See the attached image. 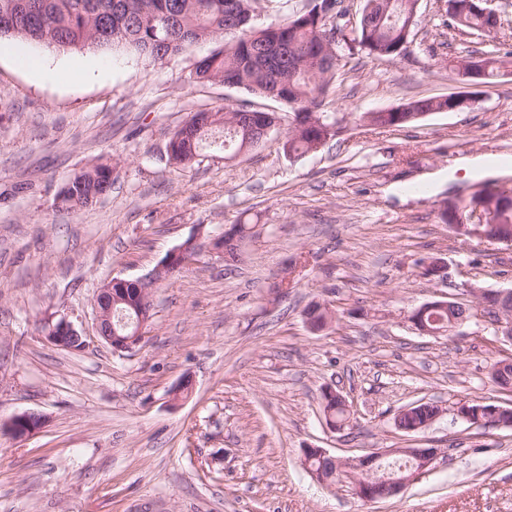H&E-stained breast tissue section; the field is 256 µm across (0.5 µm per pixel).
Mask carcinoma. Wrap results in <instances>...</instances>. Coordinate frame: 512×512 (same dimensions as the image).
<instances>
[{
  "mask_svg": "<svg viewBox=\"0 0 512 512\" xmlns=\"http://www.w3.org/2000/svg\"><path fill=\"white\" fill-rule=\"evenodd\" d=\"M417 0H364L358 24L346 32L348 9L343 0H321L322 19L295 17L273 29L252 23L253 0H0V17L12 19V31L2 39H18L30 44L62 49H106L123 46L134 52L162 60L190 46L216 39L224 41L197 62L193 80L227 81L262 99L275 91L279 103L291 108L300 119L288 130L284 146L288 156L314 152L336 136V120L321 111L324 97L336 75L337 63L320 56L319 32L326 23H337L340 41L351 55L393 59L397 49L411 43L406 29L408 16ZM496 25L492 14H471L457 26L475 32ZM481 56L490 79L512 70V49L495 45ZM433 98L413 100L404 111L374 112L369 122L375 126L401 127L417 120L419 114L440 111ZM255 133L241 107L218 109L205 122L201 114H191L183 127L170 137V165L186 168L198 162L202 152L218 148L226 153L241 150ZM118 163L108 159L75 174L67 188L58 193L59 203L77 210L101 198L105 188L117 178ZM139 316L138 304L112 305V326L121 336L133 331L130 319ZM411 411L395 418L410 427L430 418L435 408L409 404ZM324 418L329 425L346 424L350 412L336 397H324Z\"/></svg>",
  "mask_w": 512,
  "mask_h": 512,
  "instance_id": "obj_1",
  "label": "carcinoma"
}]
</instances>
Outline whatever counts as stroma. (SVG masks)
<instances>
[{
	"instance_id": "stroma-1",
	"label": "stroma",
	"mask_w": 512,
	"mask_h": 512,
	"mask_svg": "<svg viewBox=\"0 0 512 512\" xmlns=\"http://www.w3.org/2000/svg\"><path fill=\"white\" fill-rule=\"evenodd\" d=\"M439 4L419 0L395 59H340L323 105L340 132L295 158L283 151L291 109L191 80L215 43L160 61L43 46L62 71L53 81L0 56V512H512V429L456 416L475 399L512 400L488 377L512 343L480 308L447 336L409 320L427 302H470L472 284L512 289V246L458 236L440 217L484 184L512 188V173L457 168L474 156L512 166V74L475 87L457 76L453 58L489 43L445 27ZM90 62L111 63V76L87 75ZM467 91L462 112L400 128L360 119ZM245 103L280 117L259 145L167 164L190 113ZM102 158L120 162L111 192L62 208V186ZM244 223L253 230L225 263L213 243ZM191 236L197 260L149 287L143 341L114 351L97 334L98 289L143 277ZM431 256L446 279L424 276ZM313 301L334 311L329 329L307 326ZM63 317L85 348L46 342L43 323ZM186 377L189 394L174 398ZM328 389L351 410L339 432L324 419ZM421 399L443 414L407 435L395 417ZM24 412L44 424L19 439L9 424ZM410 447L438 454L372 502L319 483L302 458Z\"/></svg>"
}]
</instances>
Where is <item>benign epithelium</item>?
I'll list each match as a JSON object with an SVG mask.
<instances>
[{
	"label": "benign epithelium",
	"instance_id": "benign-epithelium-1",
	"mask_svg": "<svg viewBox=\"0 0 512 512\" xmlns=\"http://www.w3.org/2000/svg\"><path fill=\"white\" fill-rule=\"evenodd\" d=\"M490 0H463L461 4L454 2L448 4L449 12L461 20L460 12H477L482 4ZM458 76L468 79L471 84H478V80L484 77V64L481 59L473 57L467 60L465 66L456 70ZM448 105L442 108L444 112H456L462 108H468L474 102L471 95L467 93H453L446 97ZM512 215V195L504 191L494 192L493 197H488L482 193L476 196V199L468 205V217L464 224L454 226L457 234L470 236L480 239H486V233L482 230L487 224H497L504 221ZM198 251L184 245L172 250L161 262L157 271L166 268H182L195 262ZM143 280H130L124 278H114L107 282L102 293L96 295L95 311L96 325L98 335L114 344L117 350H127L139 345L145 334L147 321L140 320L135 331L130 336H117L112 334V301L120 300V297L128 294L132 289H137L142 299L148 298L147 289L141 287ZM453 305L451 301L427 302L416 309L410 316L414 327L420 332L432 336L446 334L444 330H433L428 327H421L419 320L430 310L439 307L447 308ZM44 338L49 343L62 349H73L79 345L85 346V341L75 329L74 325L62 318L54 324H49L44 330ZM457 414L463 420L470 422L472 416H477L478 422L488 421L497 427H509L512 425V416L509 410L500 406L489 404L473 412L468 408V404L463 403L457 409ZM43 425L42 416L34 413H22L15 416L11 422V430L17 437H24ZM404 454L413 460V466L409 468V474H399L392 472L379 477L382 471L381 461L383 455ZM385 454H371L358 457H338L330 454L323 448H305L303 449L304 460L328 459L334 463L336 470L344 472L352 480L355 494L365 500H375L373 489L375 484L381 480L385 481V493L389 496L397 494L417 474L425 470L437 456L435 448H390Z\"/></svg>",
	"mask_w": 512,
	"mask_h": 512
}]
</instances>
